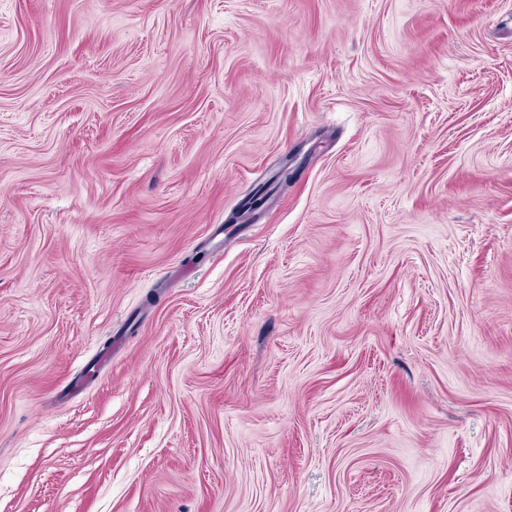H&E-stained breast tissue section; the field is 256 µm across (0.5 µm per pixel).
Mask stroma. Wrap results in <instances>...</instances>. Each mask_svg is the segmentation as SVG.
Masks as SVG:
<instances>
[{"instance_id": "stroma-1", "label": "stroma", "mask_w": 512, "mask_h": 512, "mask_svg": "<svg viewBox=\"0 0 512 512\" xmlns=\"http://www.w3.org/2000/svg\"><path fill=\"white\" fill-rule=\"evenodd\" d=\"M0 512H512V0H0Z\"/></svg>"}]
</instances>
